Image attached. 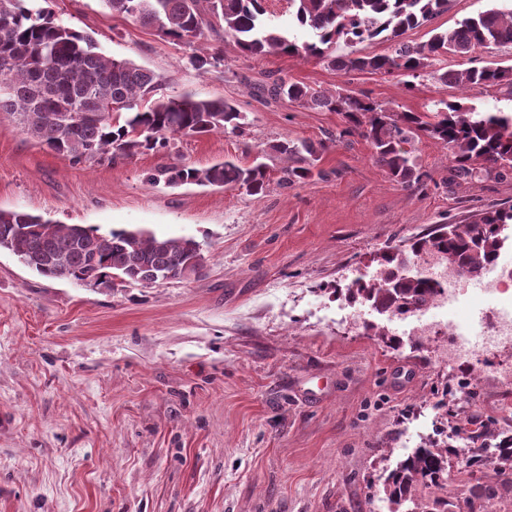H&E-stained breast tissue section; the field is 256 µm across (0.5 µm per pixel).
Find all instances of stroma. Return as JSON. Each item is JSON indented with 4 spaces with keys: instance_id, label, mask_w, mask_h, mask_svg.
I'll return each instance as SVG.
<instances>
[{
    "instance_id": "35a3bbf8",
    "label": "stroma",
    "mask_w": 512,
    "mask_h": 512,
    "mask_svg": "<svg viewBox=\"0 0 512 512\" xmlns=\"http://www.w3.org/2000/svg\"><path fill=\"white\" fill-rule=\"evenodd\" d=\"M25 4L90 34L107 56L154 70L167 93L233 102L246 126L74 166L0 114V209L101 234L191 237L204 255L190 280L109 290L41 277L0 251V512H406L384 480L433 437L446 386L454 423L512 437V387L448 369L432 343L386 346L374 331L395 333L396 323L322 289L373 271L385 246L512 204V170L452 178L450 152L424 138L414 155L434 181L407 189L348 136L317 163L328 179L262 197L147 181L175 162L248 164L286 137L339 135L337 113L256 96L271 74L318 91L342 85L398 112L441 98L511 112L512 90L419 79L408 91L313 58H247L223 37L191 48L101 0ZM217 53L223 65L204 72L189 62ZM444 497L512 512V489L489 468L467 481L449 464Z\"/></svg>"
}]
</instances>
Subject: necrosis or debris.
Segmentation results:
<instances>
[{"instance_id":"necrosis-or-debris-1","label":"necrosis or debris","mask_w":512,"mask_h":512,"mask_svg":"<svg viewBox=\"0 0 512 512\" xmlns=\"http://www.w3.org/2000/svg\"><path fill=\"white\" fill-rule=\"evenodd\" d=\"M422 263L427 277L440 284V291L424 306L407 314L411 333L418 338L442 334L448 338L443 354L449 368L489 367L498 349L512 346V252L500 248L497 258L488 265L480 282L489 307H477L471 312L480 328L481 339L471 342L463 335L454 310L467 301L470 280L459 266L449 264L439 254L424 256Z\"/></svg>"}]
</instances>
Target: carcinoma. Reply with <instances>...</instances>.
<instances>
[{"mask_svg":"<svg viewBox=\"0 0 512 512\" xmlns=\"http://www.w3.org/2000/svg\"><path fill=\"white\" fill-rule=\"evenodd\" d=\"M112 13L129 17L173 41L192 45L224 31L238 51L250 58L272 53L316 57L325 67L349 74L367 72L403 80L416 79L474 87L512 86V66L474 65L478 48L512 46V10L489 9L467 17L450 30L431 29L429 40L413 44L408 31L426 27L448 10V0H291L295 22L310 30L311 41L293 42L268 22L263 0H101ZM382 41L389 54L336 53L347 46ZM466 58L473 66L442 71L443 55ZM257 92L291 104H312L343 115L347 127L336 139L357 135L370 146L376 164L394 182L411 189L424 185L413 152L406 146L423 137L452 152L453 176L462 180L498 176L512 169V113L480 114L458 101L441 100L429 112H395L342 85L317 91L276 77ZM0 112L15 116L23 133L73 165L128 158L144 151H165L177 137L214 132H240L242 115L221 98H200L189 92L170 95L160 77L133 61L106 56L97 41L55 22L50 13L34 12L25 0H0ZM325 141L286 138L268 151L292 164L277 179L264 162L249 165L216 162L206 168L163 166L148 177L155 184H197L236 187L261 197L271 181L288 189L327 173L316 168ZM512 224V207L474 215L464 224H440L415 238L413 257L439 253L451 257L471 277L479 276L494 257L500 229ZM0 250L16 256L39 275L89 285L120 280L144 287L161 281H183L189 268H202L200 243L192 238L158 236L142 230L99 234L80 224H56L25 210L0 209ZM380 271L375 280H354L334 287L349 303L364 302L381 314L402 315L428 302L437 284L408 269L404 250L388 248L373 257ZM451 445L431 443L415 450L387 477L389 498L410 502L411 512H433L442 502ZM490 460L479 453L468 460V474L486 462L496 464L501 485L512 484V438L495 444Z\"/></svg>","mask_w":512,"mask_h":512,"instance_id":"carcinoma-1","label":"carcinoma"}]
</instances>
